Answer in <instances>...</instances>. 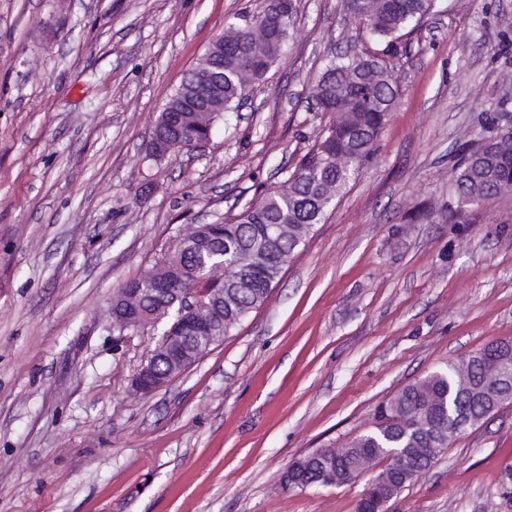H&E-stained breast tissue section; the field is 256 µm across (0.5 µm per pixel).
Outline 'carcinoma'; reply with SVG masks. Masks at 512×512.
Masks as SVG:
<instances>
[{"instance_id":"1","label":"carcinoma","mask_w":512,"mask_h":512,"mask_svg":"<svg viewBox=\"0 0 512 512\" xmlns=\"http://www.w3.org/2000/svg\"><path fill=\"white\" fill-rule=\"evenodd\" d=\"M434 0H348L351 13L364 18L379 50L346 51L328 61L314 91L317 111L331 119L300 158L283 187L267 192L236 217L198 226L200 241L177 243L166 252L167 271L148 281L139 277L127 288L141 292V307L148 312L167 311L162 322L168 329L180 307L184 285L177 272L188 269L204 288L218 290L220 299L211 320L232 326L241 324L266 303L282 269L304 242L314 225L321 223L333 202L328 189L340 194L356 170L371 156L398 89L391 62L399 54V32L419 22L432 9ZM235 36L224 41L219 52L199 60L180 82L168 103L180 111L162 110L154 122L153 135L169 141L203 142L224 113L236 108L246 89L262 82L271 66L283 55L289 27L268 35L264 53L249 56L246 47L251 32L248 18L229 24ZM499 181H512V128H498L497 135L476 155L465 146L454 171L456 206L478 207L494 197ZM224 265V278L212 276L214 266ZM484 379L479 359L468 365L467 381L449 364L404 387L402 394L383 403L377 418L384 423L353 438L343 448H325L293 462L307 486H318L323 465L340 471L344 481L360 460L372 456L383 460L393 449L424 448L413 454L408 466L426 471L448 447V426L456 417H477L483 405L471 395L468 385ZM434 396L427 403L421 391Z\"/></svg>"}]
</instances>
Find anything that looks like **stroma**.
<instances>
[{
	"label": "stroma",
	"mask_w": 512,
	"mask_h": 512,
	"mask_svg": "<svg viewBox=\"0 0 512 512\" xmlns=\"http://www.w3.org/2000/svg\"><path fill=\"white\" fill-rule=\"evenodd\" d=\"M262 0H0V512H357L365 478L291 489L296 459L373 428L404 386L512 340V196L449 211L459 145L512 113V0H436L404 30L371 159L267 302L153 394L159 332L113 295L192 224L278 188L328 121L346 0H295L284 55L209 142L157 161L185 73ZM387 512H512V403L452 438Z\"/></svg>",
	"instance_id": "35a3bbf8"
}]
</instances>
